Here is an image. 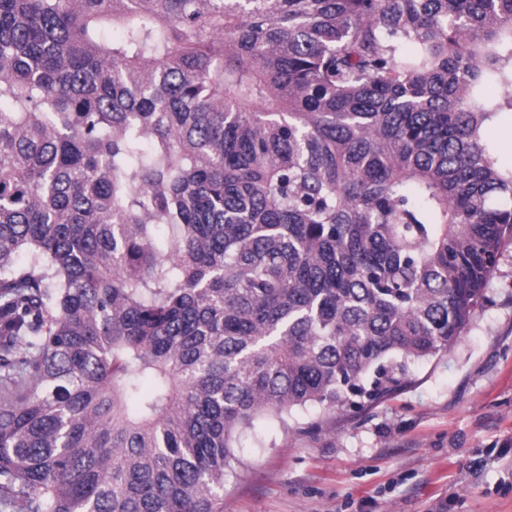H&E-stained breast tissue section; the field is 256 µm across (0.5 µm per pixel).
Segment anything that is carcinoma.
Returning <instances> with one entry per match:
<instances>
[{"label": "carcinoma", "mask_w": 512, "mask_h": 512, "mask_svg": "<svg viewBox=\"0 0 512 512\" xmlns=\"http://www.w3.org/2000/svg\"><path fill=\"white\" fill-rule=\"evenodd\" d=\"M506 114L512 0H0V505L224 512L239 433L448 351Z\"/></svg>", "instance_id": "obj_1"}]
</instances>
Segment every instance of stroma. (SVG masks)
I'll return each instance as SVG.
<instances>
[{
    "instance_id": "1",
    "label": "stroma",
    "mask_w": 512,
    "mask_h": 512,
    "mask_svg": "<svg viewBox=\"0 0 512 512\" xmlns=\"http://www.w3.org/2000/svg\"><path fill=\"white\" fill-rule=\"evenodd\" d=\"M224 512H512V245L455 345L407 382L243 432Z\"/></svg>"
}]
</instances>
